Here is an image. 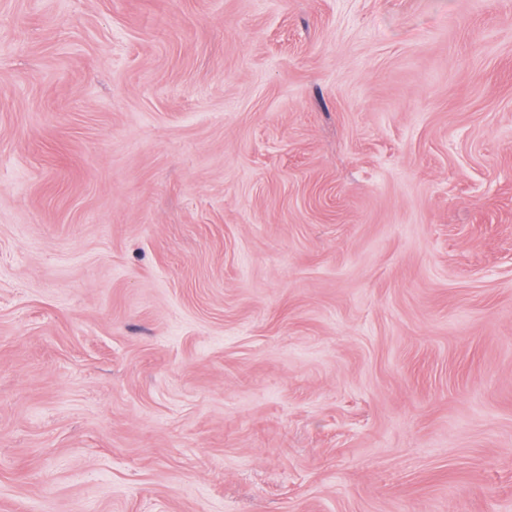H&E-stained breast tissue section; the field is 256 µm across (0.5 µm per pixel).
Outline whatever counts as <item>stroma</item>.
Listing matches in <instances>:
<instances>
[{"label": "stroma", "instance_id": "35a3bbf8", "mask_svg": "<svg viewBox=\"0 0 512 512\" xmlns=\"http://www.w3.org/2000/svg\"><path fill=\"white\" fill-rule=\"evenodd\" d=\"M0 512H512V0H0Z\"/></svg>", "mask_w": 512, "mask_h": 512}]
</instances>
